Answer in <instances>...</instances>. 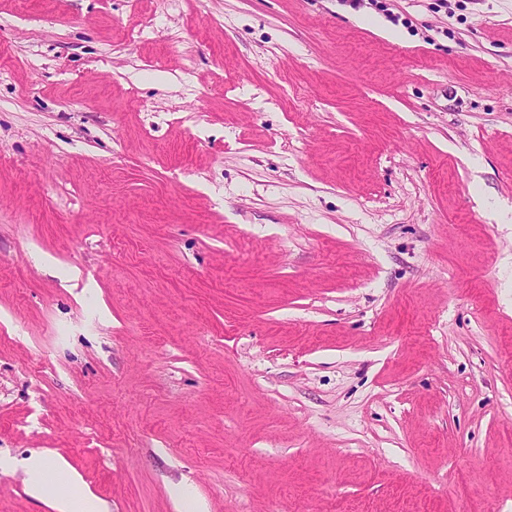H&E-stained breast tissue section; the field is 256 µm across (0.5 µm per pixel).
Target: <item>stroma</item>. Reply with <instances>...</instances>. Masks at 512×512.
<instances>
[{
	"mask_svg": "<svg viewBox=\"0 0 512 512\" xmlns=\"http://www.w3.org/2000/svg\"><path fill=\"white\" fill-rule=\"evenodd\" d=\"M512 512V0H0V512ZM26 471L29 494L37 498L52 495L58 512H103L99 503L83 491L80 475L63 458L32 456Z\"/></svg>",
	"mask_w": 512,
	"mask_h": 512,
	"instance_id": "obj_1",
	"label": "stroma"
}]
</instances>
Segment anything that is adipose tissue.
Segmentation results:
<instances>
[{
  "label": "adipose tissue",
  "mask_w": 512,
  "mask_h": 512,
  "mask_svg": "<svg viewBox=\"0 0 512 512\" xmlns=\"http://www.w3.org/2000/svg\"><path fill=\"white\" fill-rule=\"evenodd\" d=\"M26 471L29 494L53 496L57 512H102L99 503L84 492L80 475L63 458L33 456Z\"/></svg>",
  "instance_id": "adipose-tissue-1"
}]
</instances>
